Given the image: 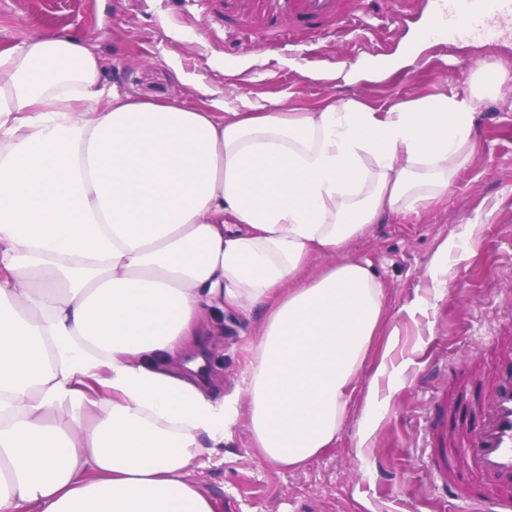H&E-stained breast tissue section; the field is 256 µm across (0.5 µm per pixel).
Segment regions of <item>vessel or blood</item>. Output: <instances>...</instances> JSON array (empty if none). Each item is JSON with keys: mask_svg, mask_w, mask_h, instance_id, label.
I'll return each mask as SVG.
<instances>
[{"mask_svg": "<svg viewBox=\"0 0 512 512\" xmlns=\"http://www.w3.org/2000/svg\"><path fill=\"white\" fill-rule=\"evenodd\" d=\"M271 5L311 27L329 18L342 29L355 24L341 13L339 0H271ZM418 6L424 35L451 42L498 39L512 20V0H419ZM495 349L493 363L473 378L482 392L481 407L449 414L448 434L430 462L447 473L454 497L478 507L493 499L503 512H512V343L498 342ZM457 434L465 450L463 474L446 452Z\"/></svg>", "mask_w": 512, "mask_h": 512, "instance_id": "vessel-or-blood-1", "label": "vessel or blood"}]
</instances>
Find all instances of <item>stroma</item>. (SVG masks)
<instances>
[{
    "mask_svg": "<svg viewBox=\"0 0 512 512\" xmlns=\"http://www.w3.org/2000/svg\"><path fill=\"white\" fill-rule=\"evenodd\" d=\"M365 28L346 36L335 22L315 30L270 17L263 0H0V51L25 39L63 37L102 57L104 79L139 101L201 105L245 98L312 109L354 99L380 108L431 93L462 96L512 72V28L494 42H461L425 63L400 57L419 40L417 0L406 22L383 24V0H343ZM474 151L447 196L405 215H388L353 242L348 258L369 263L384 287L387 316L400 327L390 356L397 381L381 377L388 404L367 440L364 368L335 443L298 467L258 461L246 418L218 451L217 464L189 479L219 500L221 512H469L427 467L440 427L438 407L476 396L468 379L492 343L512 337V80L477 103ZM462 238L467 257L434 265L441 244ZM214 327L208 372L232 394L241 346L258 321L205 315Z\"/></svg>",
    "mask_w": 512,
    "mask_h": 512,
    "instance_id": "1",
    "label": "stroma"
}]
</instances>
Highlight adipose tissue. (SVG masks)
<instances>
[{"instance_id":"adipose-tissue-1","label":"adipose tissue","mask_w":512,"mask_h":512,"mask_svg":"<svg viewBox=\"0 0 512 512\" xmlns=\"http://www.w3.org/2000/svg\"><path fill=\"white\" fill-rule=\"evenodd\" d=\"M104 72L64 38L0 52V512H219L188 469L230 439L238 393L255 455L297 466L372 360L368 435L400 329L345 252L447 195L476 101L201 108L125 100ZM206 311L262 315L229 396L181 367Z\"/></svg>"}]
</instances>
